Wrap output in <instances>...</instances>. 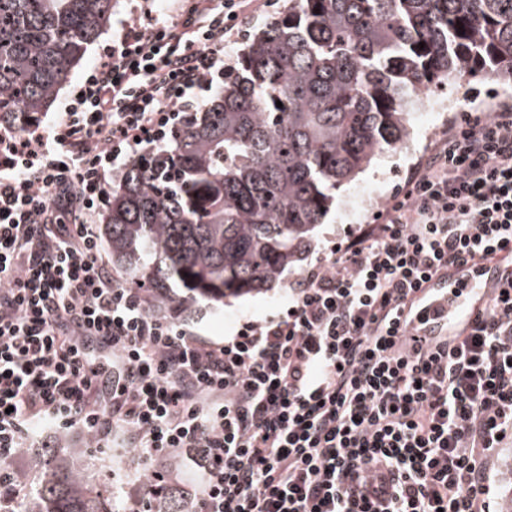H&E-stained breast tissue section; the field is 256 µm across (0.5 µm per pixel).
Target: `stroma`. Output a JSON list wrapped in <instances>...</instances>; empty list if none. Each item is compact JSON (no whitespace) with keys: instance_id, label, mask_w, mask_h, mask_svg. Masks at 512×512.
I'll return each instance as SVG.
<instances>
[{"instance_id":"1","label":"stroma","mask_w":512,"mask_h":512,"mask_svg":"<svg viewBox=\"0 0 512 512\" xmlns=\"http://www.w3.org/2000/svg\"><path fill=\"white\" fill-rule=\"evenodd\" d=\"M128 9L127 0H112L109 24L97 41L88 47L80 63L73 68L49 110L38 114L37 129L44 131L62 121L64 105L75 86L97 63L113 39L121 35V21L127 18ZM438 93L446 98L451 106L450 111L438 114L437 124L434 130L429 132L421 127L423 115L427 110L426 105L422 104L416 108L410 135L404 144L374 159L356 180L337 192L335 206L324 224L318 225L313 232L304 258L305 263H314L331 242L341 241L354 231L355 226L345 220L344 211L357 191L365 187H376L381 190L384 199H391L397 189L401 188L411 169L447 136L450 126L460 121L464 113L490 112L502 104L512 106V89L479 74L466 77L457 84L439 88ZM298 273V268L289 269L284 272L281 283L268 291L230 299L222 304H199L196 313L189 316L188 321L201 335L221 339L230 335L243 319L262 320L277 315L287 307L288 286Z\"/></svg>"}]
</instances>
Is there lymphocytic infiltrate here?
I'll use <instances>...</instances> for the list:
<instances>
[{
    "label": "lymphocytic infiltrate",
    "instance_id": "lymphocytic-infiltrate-1",
    "mask_svg": "<svg viewBox=\"0 0 512 512\" xmlns=\"http://www.w3.org/2000/svg\"><path fill=\"white\" fill-rule=\"evenodd\" d=\"M256 10L189 0L161 21L136 0L61 123L0 133V457L48 419L49 448L79 429L98 448L123 436L146 468L185 463L191 512H491L512 445V272L468 331L421 336L406 312L512 246V107L464 116L285 312L230 336L153 314L112 273L92 222L108 175L223 79ZM89 332L107 354L81 350Z\"/></svg>",
    "mask_w": 512,
    "mask_h": 512
}]
</instances>
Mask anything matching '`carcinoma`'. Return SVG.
Returning <instances> with one entry per match:
<instances>
[{"label":"carcinoma","mask_w":512,"mask_h":512,"mask_svg":"<svg viewBox=\"0 0 512 512\" xmlns=\"http://www.w3.org/2000/svg\"><path fill=\"white\" fill-rule=\"evenodd\" d=\"M111 14L112 0H0V123L22 133L47 111ZM476 70L512 83V0H288L224 89L112 189V265L158 315L276 287L336 191L407 138L418 93ZM30 466L21 512H122L69 450ZM165 487L144 478L139 512H181Z\"/></svg>","instance_id":"obj_1"}]
</instances>
